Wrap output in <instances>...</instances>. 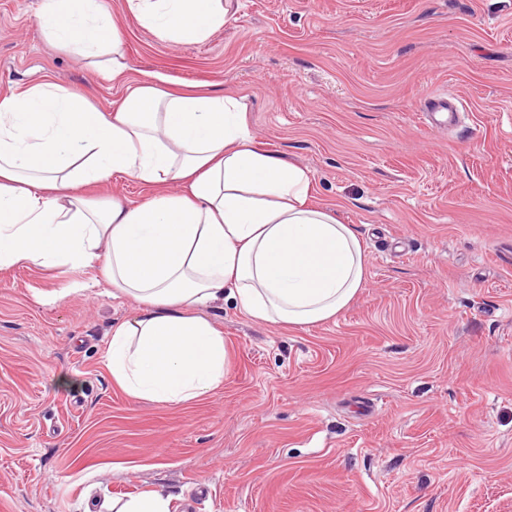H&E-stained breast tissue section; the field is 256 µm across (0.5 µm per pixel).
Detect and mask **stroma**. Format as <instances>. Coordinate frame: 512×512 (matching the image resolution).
<instances>
[{"label": "stroma", "instance_id": "obj_1", "mask_svg": "<svg viewBox=\"0 0 512 512\" xmlns=\"http://www.w3.org/2000/svg\"><path fill=\"white\" fill-rule=\"evenodd\" d=\"M43 0H0V96L42 82L116 107L119 83L51 44ZM134 80L245 97L257 146L313 175L368 279L336 320L222 331L223 384L128 396L103 359L141 307L100 267L0 269V512H512V0H236L201 43L156 38L104 0ZM453 91L454 130L420 120ZM90 200L157 195L128 175ZM117 512H169V500L158 494H148L128 500Z\"/></svg>", "mask_w": 512, "mask_h": 512}]
</instances>
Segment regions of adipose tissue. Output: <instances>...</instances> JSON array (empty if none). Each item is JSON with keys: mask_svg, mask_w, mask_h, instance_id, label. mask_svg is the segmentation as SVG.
<instances>
[{"mask_svg": "<svg viewBox=\"0 0 512 512\" xmlns=\"http://www.w3.org/2000/svg\"><path fill=\"white\" fill-rule=\"evenodd\" d=\"M158 39L200 43L231 0H126ZM44 36L120 80L125 45L102 0H44ZM127 85L104 112L44 82L0 98V268L100 263L116 294L143 307L112 331L107 367L130 397L190 402L224 380V336L193 309L229 298L249 318L304 328L358 297L367 252L352 225L314 202L312 175L256 148L244 98ZM126 174L178 183L133 205L80 187Z\"/></svg>", "mask_w": 512, "mask_h": 512, "instance_id": "adipose-tissue-1", "label": "adipose tissue"}]
</instances>
